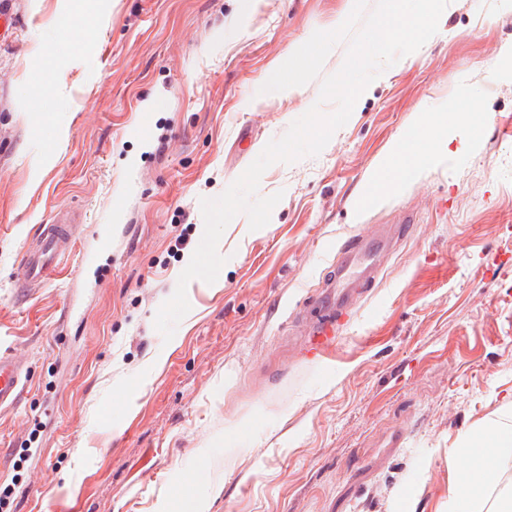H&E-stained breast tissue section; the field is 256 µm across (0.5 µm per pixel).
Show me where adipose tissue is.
<instances>
[{"mask_svg": "<svg viewBox=\"0 0 512 512\" xmlns=\"http://www.w3.org/2000/svg\"><path fill=\"white\" fill-rule=\"evenodd\" d=\"M443 125L441 115L426 113L414 133L399 144L395 165L409 172L437 159L444 145ZM464 452L468 463L456 476L450 493V512H480L479 496L491 475L502 464L512 461V427L497 422L488 424L469 438Z\"/></svg>", "mask_w": 512, "mask_h": 512, "instance_id": "adipose-tissue-1", "label": "adipose tissue"}]
</instances>
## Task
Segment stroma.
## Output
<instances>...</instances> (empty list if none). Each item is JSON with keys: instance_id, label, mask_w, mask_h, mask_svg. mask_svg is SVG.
<instances>
[{"instance_id": "obj_1", "label": "stroma", "mask_w": 512, "mask_h": 512, "mask_svg": "<svg viewBox=\"0 0 512 512\" xmlns=\"http://www.w3.org/2000/svg\"><path fill=\"white\" fill-rule=\"evenodd\" d=\"M0 19V350L27 371L0 413L7 512H448L465 436L512 425V0H451L322 152L262 175L214 283L171 341L154 320L219 196L313 104L260 87L354 0H8ZM468 99L476 144L449 107ZM450 152L364 191L425 113ZM62 210L74 250L21 297V256ZM411 216L339 334L305 305L348 241Z\"/></svg>"}]
</instances>
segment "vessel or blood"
<instances>
[{
    "mask_svg": "<svg viewBox=\"0 0 512 512\" xmlns=\"http://www.w3.org/2000/svg\"><path fill=\"white\" fill-rule=\"evenodd\" d=\"M385 238L369 243L355 240L343 245L336 255V282L331 292L321 293L312 303L316 324L308 335L307 353L312 359L329 356L338 342V329L351 303L365 292L366 281L377 276L376 260L388 246ZM74 246L66 217L44 225L35 244L28 246L22 259V287L34 288L57 272L61 258ZM26 370L7 352L0 353V410L17 405L24 389Z\"/></svg>",
    "mask_w": 512,
    "mask_h": 512,
    "instance_id": "1",
    "label": "vessel or blood"
}]
</instances>
